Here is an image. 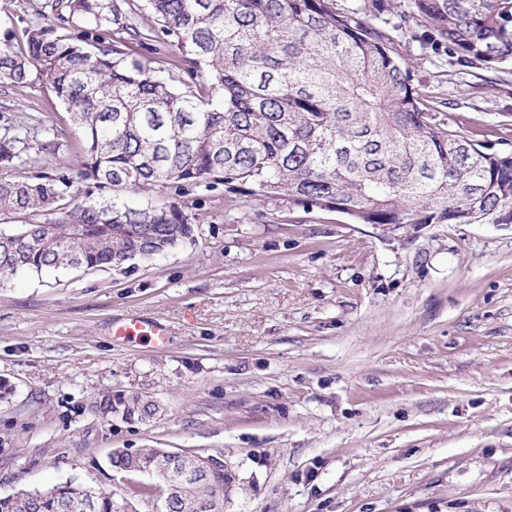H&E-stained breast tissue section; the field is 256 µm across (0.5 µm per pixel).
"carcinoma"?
<instances>
[{
    "label": "carcinoma",
    "mask_w": 512,
    "mask_h": 512,
    "mask_svg": "<svg viewBox=\"0 0 512 512\" xmlns=\"http://www.w3.org/2000/svg\"><path fill=\"white\" fill-rule=\"evenodd\" d=\"M65 24L91 28L73 42L53 29L25 30L26 53L0 49V81L23 84L33 65L70 111L82 140L77 202L74 181L47 175L0 182V217L63 212L0 235V273L121 267L193 237L187 199L222 184L237 196L347 215L355 224H476L512 218V155L488 153L448 125L435 101L413 86L402 47L413 26L458 60L488 67L512 62V0H411L393 23L391 0H52ZM164 40L189 69L208 79L175 83L150 62L126 61L133 44ZM21 138L0 139V165L22 167ZM159 187L180 200L162 208L120 202ZM103 417L143 422L158 406L139 395H103ZM159 448L110 457L116 473L150 476ZM172 481L181 498L160 497L161 512H224V457L201 478ZM78 486L0 497V512H64ZM90 512H117L112 493L94 492Z\"/></svg>",
    "instance_id": "carcinoma-1"
}]
</instances>
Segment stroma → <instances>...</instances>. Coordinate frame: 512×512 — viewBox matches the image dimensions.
<instances>
[{
    "instance_id": "stroma-1",
    "label": "stroma",
    "mask_w": 512,
    "mask_h": 512,
    "mask_svg": "<svg viewBox=\"0 0 512 512\" xmlns=\"http://www.w3.org/2000/svg\"><path fill=\"white\" fill-rule=\"evenodd\" d=\"M60 26L45 0H0V47ZM412 83L453 128L512 154V64L461 66L411 42ZM0 181L76 177L80 140L37 69L0 83ZM53 148L43 149L45 140ZM196 192L192 239L119 269L0 276V496L76 478L156 512L111 474L113 449L219 454L224 512H512V223L355 224ZM163 318V344L114 322ZM139 394L144 423L91 410ZM21 138H4L0 139V165L3 167H22L26 164V160L22 157V151L17 148V143L21 142Z\"/></svg>"
}]
</instances>
